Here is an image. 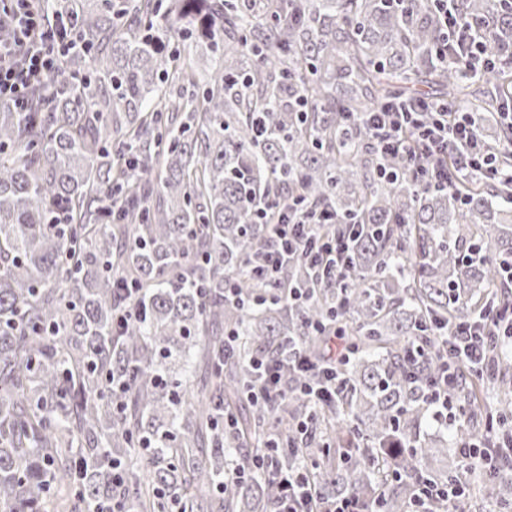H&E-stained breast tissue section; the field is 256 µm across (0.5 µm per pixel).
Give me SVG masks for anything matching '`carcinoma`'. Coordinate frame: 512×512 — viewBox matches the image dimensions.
Instances as JSON below:
<instances>
[{
    "label": "carcinoma",
    "instance_id": "1",
    "mask_svg": "<svg viewBox=\"0 0 512 512\" xmlns=\"http://www.w3.org/2000/svg\"><path fill=\"white\" fill-rule=\"evenodd\" d=\"M454 6L504 62L493 74L439 66L441 15L416 0L45 2L50 21H71L75 48L37 111L0 103V512H94L114 497L137 512H273L279 483L236 482L224 462L312 409L250 401L251 359L283 356L290 339L315 352L309 327L333 321L351 351L345 388L317 415L322 447L302 448L320 458L309 472L324 497L408 512L415 484L454 479L448 444L420 434L443 360L405 348L497 297L512 184L425 189L401 154L387 181L357 122L427 84L433 100L479 113L512 168L495 121L512 98V0ZM183 31L215 59L208 74L174 49ZM286 198L333 212L323 234L351 235L343 278L293 264L273 288L248 274L270 241L257 215ZM231 276L237 301L224 299ZM120 283L145 310L121 328ZM290 287L309 301H289ZM180 360L200 390L172 369ZM487 370L511 371L512 354L492 350ZM449 395L466 423L512 417L470 372ZM483 492L512 506L493 480Z\"/></svg>",
    "mask_w": 512,
    "mask_h": 512
}]
</instances>
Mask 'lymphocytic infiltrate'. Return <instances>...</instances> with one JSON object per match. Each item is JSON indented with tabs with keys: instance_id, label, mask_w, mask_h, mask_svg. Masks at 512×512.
Here are the masks:
<instances>
[{
	"instance_id": "lymphocytic-infiltrate-1",
	"label": "lymphocytic infiltrate",
	"mask_w": 512,
	"mask_h": 512,
	"mask_svg": "<svg viewBox=\"0 0 512 512\" xmlns=\"http://www.w3.org/2000/svg\"><path fill=\"white\" fill-rule=\"evenodd\" d=\"M34 2L0 0V101L11 102L20 112L33 111L35 93L45 90L49 77L56 74L58 57L65 48L60 30L44 24ZM436 2L444 7L442 21L467 70L477 74L495 69L497 59L482 51L472 24L460 23L452 0ZM363 120L371 129L379 155L407 153L412 174L421 187H451L445 163L451 153L456 154L457 170L462 175H478L492 183L504 178L495 156L481 146L480 126L472 113L433 109L422 100H400L364 113ZM331 221L325 208L280 203L271 239L254 268L256 276L276 282L281 269L289 263L305 265L325 276L342 275L350 260L349 237H325L317 230L318 225ZM311 333L323 340L318 361H310L299 343L288 344L287 367L303 377L300 386L287 387L277 362L265 357L253 360L252 366L260 374L250 391L254 401L267 403L294 395L321 406H335L339 390L336 368L347 361L348 351L341 342V331L315 325ZM498 336H512L511 297L479 320L461 324L449 339L442 341L438 351L445 355L446 366L426 393L435 420H460V413L448 398V386L454 383L458 367L482 371L488 350ZM500 453L512 456V423L501 425L490 438L472 439L462 446L466 467L481 468L489 474L495 471ZM273 477L285 492L275 512H359L355 499L323 500L304 473L278 470Z\"/></svg>"
}]
</instances>
